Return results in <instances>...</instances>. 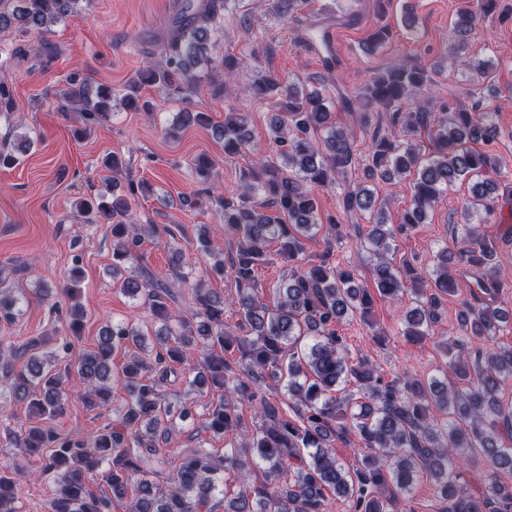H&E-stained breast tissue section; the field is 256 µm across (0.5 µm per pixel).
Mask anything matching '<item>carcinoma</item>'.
<instances>
[{
	"mask_svg": "<svg viewBox=\"0 0 512 512\" xmlns=\"http://www.w3.org/2000/svg\"><path fill=\"white\" fill-rule=\"evenodd\" d=\"M20 2L11 13L0 11V28L49 32L78 0ZM223 7L221 0L211 8L182 0L181 17L165 48V66L138 70L117 91L85 81L65 93L67 106L83 117L81 133L110 119L117 100L130 111H150V101L143 98L147 86L168 85L176 78L194 83L212 62L208 47L215 42ZM479 16L505 22L512 19V10L502 7V0H466L448 31L452 59L469 51ZM392 37L389 25L378 26L363 42V52L374 53ZM318 41L323 67L330 73L339 59L331 49L328 27H318ZM430 83L428 71L419 65L389 68L358 90H338L334 97L272 71L254 81L253 96H277L269 120L274 154L259 158L243 177L241 194L217 197L224 228L237 237L235 257L227 266L238 284L232 300L239 315L234 330L224 323V298L205 287L194 269L172 267L176 282L190 288V314L182 316L172 313L176 294L169 281L137 273L143 237L163 230L133 222L134 182L127 183L120 198L99 195L77 203L89 223L111 230L113 286L142 298L160 328L150 337L130 319L116 320L102 328L94 349L74 359L73 371L82 384L78 398L96 410L112 398V356L120 350L129 353L121 368L127 399L119 417L87 436L42 425L44 419L64 415L70 397L62 376L70 370H60L57 362L58 353H68L71 339L81 336L86 319L77 302L79 258L73 259L61 286L72 305L57 353L37 354L46 344L43 336L10 347L7 356L0 352V378L33 415L23 429L7 430L8 439L30 457L48 455L46 469L57 472L49 512H114L117 507L125 512H218L224 475L254 462L265 465L264 480L239 490L224 512H327L332 496L343 499L348 512H396L423 477L432 483L438 512H512V403L499 396L501 382L512 378V347L494 345L497 331L512 321V309L499 300L506 273L481 232L498 207H512V169L491 151L499 128L477 87L463 91L468 103L443 102L434 112L422 101ZM336 106L356 114L365 127L375 114L387 112L392 125L400 128L397 136H373L365 166L372 180L412 179L411 203L400 224L386 222L383 206L366 186L350 191L344 208L369 215L366 240L375 258L372 277L379 296L395 301L407 292L415 295L402 316L403 335L412 342L430 336L444 303L456 293V266L482 270L471 301L459 311L462 335L442 342L457 380L452 386L436 376L388 381L367 357H352L336 329L357 316L376 341L384 340L369 321L374 307L370 289L332 260L342 226L334 216L324 221L318 217L314 189L334 185L353 163L351 136L337 125ZM209 121L205 112H180L169 133ZM219 136L226 155L248 149L245 115L226 113ZM474 142L485 148H473ZM463 180L472 183L464 217L477 212L479 223L462 225L453 247L436 253L428 277L408 260L394 264L396 233L425 223L443 192ZM259 192L261 203L252 200ZM319 234L328 250L291 268L276 288L274 305L263 302L258 268L274 255L297 262L305 241ZM197 242L210 258L206 276L224 277V259L212 254L207 235L201 234ZM272 243L277 245L273 255L267 251ZM23 301L22 294L0 290V321H14ZM18 361L22 367L17 371ZM181 374L191 392L208 385L224 389V399L209 413V428L237 443L222 458L193 450L167 486L159 488L147 479L149 469L142 460L168 441L174 420L192 415L191 402H172L163 389L168 376ZM271 382L283 396L279 405L266 394ZM244 404L261 421L251 431L239 414ZM339 433L355 447L351 463L336 456L333 442ZM467 464L478 471L475 484L461 480L460 470ZM93 476L101 477L106 489L93 490ZM16 500V481L1 469L0 512H18Z\"/></svg>",
	"mask_w": 512,
	"mask_h": 512,
	"instance_id": "obj_1",
	"label": "carcinoma"
}]
</instances>
